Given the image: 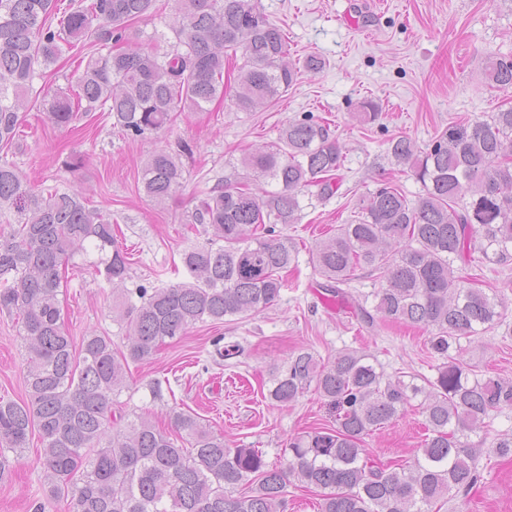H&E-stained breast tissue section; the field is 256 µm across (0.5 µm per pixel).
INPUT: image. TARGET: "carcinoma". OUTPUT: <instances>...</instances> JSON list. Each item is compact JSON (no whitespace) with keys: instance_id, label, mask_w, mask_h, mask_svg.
Here are the masks:
<instances>
[{"instance_id":"1","label":"carcinoma","mask_w":512,"mask_h":512,"mask_svg":"<svg viewBox=\"0 0 512 512\" xmlns=\"http://www.w3.org/2000/svg\"><path fill=\"white\" fill-rule=\"evenodd\" d=\"M156 0H0V144L20 137V109L47 94L35 87L63 53L90 45L66 92L51 97L47 117L58 129L95 111L129 138L167 129L179 112H203L224 99V62L241 55L231 96L238 112L264 110L292 86L297 67L285 62L288 41L254 0H173L169 30L132 49L136 24ZM57 25H52V20ZM487 86L512 89V56L483 62ZM378 105L361 102L371 124ZM192 146L159 148L141 164L144 194L163 206L183 180L182 156ZM394 162L409 168L422 193L409 200L384 182L368 192L356 219L311 249L310 262L332 298H345L355 272L378 287L356 304L369 329L386 322L430 329L428 349L445 359L433 378L387 375L357 351L325 363L305 348L270 369L269 399L280 407L310 387L335 413L336 426L315 427L288 441L284 462L257 448L224 445V435L190 411H173L170 427L149 415L112 421L113 397L126 387L131 364L182 338L197 323L244 318L271 306L298 267L300 250L278 224L300 219V196L336 193L345 156L327 122L289 119L277 142L243 155L255 180L278 189L255 192L236 182L204 192L192 223L210 234L183 251L163 286L125 287L128 253L116 245L112 220L84 190H35L15 163L0 158V212L18 227L0 231V310L21 317L25 399L0 400V445L26 447L38 431L48 497L68 512H286L288 486L320 492V512H437L448 495H467L479 479L476 460L486 440L468 441L491 413L512 408V380L482 376L449 349L486 329L497 302L457 260L478 252L485 262H512V107L449 127L426 148L407 137L389 142ZM93 250L112 287H123L112 320L125 327L122 348L91 331L75 348L61 322V286L75 255ZM372 306H367L368 300ZM418 402L427 437L410 461L377 465L365 440ZM512 457V434L491 442Z\"/></svg>"}]
</instances>
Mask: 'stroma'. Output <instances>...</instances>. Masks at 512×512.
<instances>
[{"label":"stroma","instance_id":"1","mask_svg":"<svg viewBox=\"0 0 512 512\" xmlns=\"http://www.w3.org/2000/svg\"><path fill=\"white\" fill-rule=\"evenodd\" d=\"M259 8L288 38L290 61L316 55L326 66L300 71L288 93L263 112H237L228 103L207 112L179 113L164 134L132 140L94 112L78 129L49 124L41 102L26 114L37 136L0 150L44 188L80 186L117 224L118 240L131 263L128 287L172 281L171 267L185 248L204 241L188 222L200 192L241 180L239 158L274 140L291 118L327 119L344 147L343 180L324 200L304 198L302 219L287 233L300 248L299 273L272 306L242 320L199 323L182 339L163 346L150 360L131 365L128 386L113 409L148 413L164 423L174 410L193 411L209 420L230 445L261 449L279 462L290 437L326 423L327 409L315 390L282 408L262 393L271 364L307 348L324 362L344 350L369 354L387 374L400 371L435 376L440 359L427 348L424 329L400 324L360 329L349 305L329 304L308 252L325 231L353 220L359 200L381 181L397 184L409 199L422 191L408 168L387 154L389 141L406 135L426 146L442 131L512 106V92L488 88L486 55L512 54V0H257ZM375 99L381 117L364 125L356 118L364 98ZM189 142L182 188L157 207L137 183L143 158L160 147ZM487 293L501 297V319L472 342L451 348L479 373L512 377V264L503 271L472 263ZM65 326L74 341L97 331L122 344L124 330L112 320V286L91 263L70 268L63 290ZM16 314L0 311V398L25 396L23 341ZM237 345L239 354L216 360L214 340ZM416 409L366 440L371 459L381 464L411 460L425 438ZM41 442L6 451L14 474L0 483V512H66L64 501H47L40 460ZM480 478L467 498H449L441 512H512V460L491 454L477 462Z\"/></svg>","mask_w":512,"mask_h":512}]
</instances>
